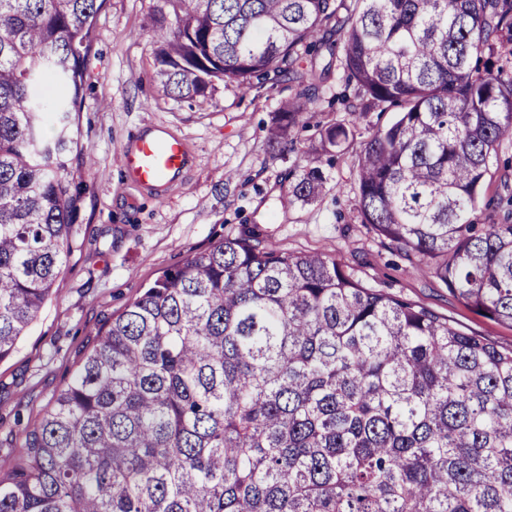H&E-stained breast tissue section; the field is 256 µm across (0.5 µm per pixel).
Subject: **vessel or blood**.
Returning a JSON list of instances; mask_svg holds the SVG:
<instances>
[{
    "label": "vessel or blood",
    "instance_id": "obj_1",
    "mask_svg": "<svg viewBox=\"0 0 512 512\" xmlns=\"http://www.w3.org/2000/svg\"><path fill=\"white\" fill-rule=\"evenodd\" d=\"M187 163L184 141L162 132L136 137L123 152L120 169L126 181L156 189L178 177Z\"/></svg>",
    "mask_w": 512,
    "mask_h": 512
}]
</instances>
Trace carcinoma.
Returning a JSON list of instances; mask_svg holds the SVG:
<instances>
[{
  "label": "carcinoma",
  "mask_w": 512,
  "mask_h": 512,
  "mask_svg": "<svg viewBox=\"0 0 512 512\" xmlns=\"http://www.w3.org/2000/svg\"><path fill=\"white\" fill-rule=\"evenodd\" d=\"M107 0H0V361L62 273L81 197L70 136ZM156 80L176 101L274 74L330 23L349 112L397 118L363 145L361 223L463 304L512 323V224H475L512 133V0H164ZM322 150L349 136L320 129ZM313 157L296 200L323 185ZM24 429L0 512H512V348L366 288L326 253L243 234L168 269L104 322Z\"/></svg>",
  "instance_id": "1"
}]
</instances>
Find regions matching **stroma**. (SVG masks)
<instances>
[{
    "label": "stroma",
    "mask_w": 512,
    "mask_h": 512,
    "mask_svg": "<svg viewBox=\"0 0 512 512\" xmlns=\"http://www.w3.org/2000/svg\"><path fill=\"white\" fill-rule=\"evenodd\" d=\"M161 0H107L97 18V40L85 80L73 136L93 162L81 170L85 190L72 217L66 268L36 322L13 355L0 361V470L22 446L23 426L51 405L84 356L97 330L120 314L141 288L164 270L224 239L252 232L265 244L296 254L335 256L368 288L421 303L461 330L512 345V325L483 317L447 287L362 224L354 182L356 159L376 128L396 108L352 119L345 107L355 95L331 64L328 45L342 32L327 29L313 52L315 95L293 134L292 151L269 139L283 103L296 89L267 77L249 92L217 84L208 100L178 102L153 79L156 35L144 26ZM348 124V140L326 153L319 131ZM164 128L182 138L191 161L164 192L121 179L123 148L137 135ZM318 152L326 182L311 202L291 200L292 171ZM497 212H476L478 224L512 221V134L490 165L485 181Z\"/></svg>",
    "instance_id": "35a3bbf8"
}]
</instances>
